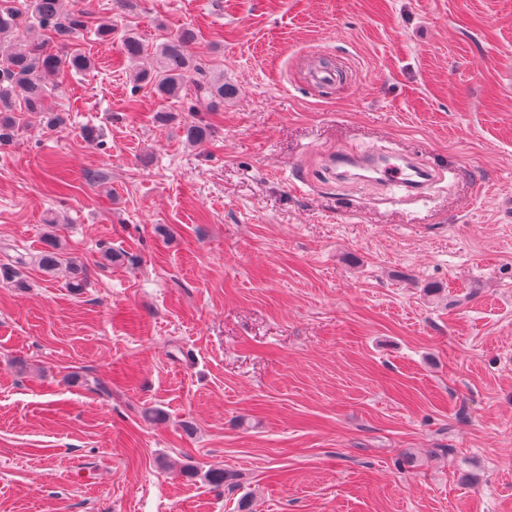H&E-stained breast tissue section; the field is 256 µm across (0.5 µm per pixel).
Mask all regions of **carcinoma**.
<instances>
[{
  "label": "carcinoma",
  "instance_id": "cac0c4a2",
  "mask_svg": "<svg viewBox=\"0 0 512 512\" xmlns=\"http://www.w3.org/2000/svg\"><path fill=\"white\" fill-rule=\"evenodd\" d=\"M65 0H31V12L24 14L10 5V0H0V142L9 138L10 131L20 121L17 113L42 112L45 126L52 129L61 123V118L45 112V100L49 96L46 77L62 69L81 72L90 69L89 56L74 52L61 57L48 49L43 40L33 42L22 51H16L4 43V36L20 29L21 26L38 25L61 40H68L81 34L87 27V13L82 10L62 14ZM194 33L183 29L168 36L157 52V65L153 68H138L133 80L146 85L161 98L178 100L187 90L190 71L200 68L193 64L191 46ZM121 49L132 62L137 63L145 52L139 39L128 33L123 38ZM196 101L199 106L210 109L217 101L233 97L237 89L224 84V79L193 81ZM48 249L42 251L38 264L45 270H54L62 264H69L68 287L79 291L86 285V272L74 259L62 258L56 238L48 237ZM207 479L215 488L232 485L237 475L213 469Z\"/></svg>",
  "mask_w": 512,
  "mask_h": 512
}]
</instances>
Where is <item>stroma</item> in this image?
<instances>
[{
  "label": "stroma",
  "instance_id": "stroma-1",
  "mask_svg": "<svg viewBox=\"0 0 512 512\" xmlns=\"http://www.w3.org/2000/svg\"><path fill=\"white\" fill-rule=\"evenodd\" d=\"M68 6L93 66L0 146V512H512V0ZM184 27L235 98L134 83L124 35ZM342 148L444 178L328 180ZM47 245L49 248L40 253L38 264L45 270H54L59 268L63 263L69 264L70 278L68 280V287L73 291H80L86 285V272L79 266L76 260L70 258L69 260L62 258L58 250L56 238L48 236Z\"/></svg>",
  "mask_w": 512,
  "mask_h": 512
}]
</instances>
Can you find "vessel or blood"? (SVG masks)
I'll return each instance as SVG.
<instances>
[{
	"label": "vessel or blood",
	"mask_w": 512,
	"mask_h": 512,
	"mask_svg": "<svg viewBox=\"0 0 512 512\" xmlns=\"http://www.w3.org/2000/svg\"><path fill=\"white\" fill-rule=\"evenodd\" d=\"M325 170L332 177L340 174L396 187L406 199L425 194L439 175L438 169L411 155L396 153L383 158L377 154L357 155L344 149L328 153Z\"/></svg>",
	"instance_id": "obj_1"
}]
</instances>
